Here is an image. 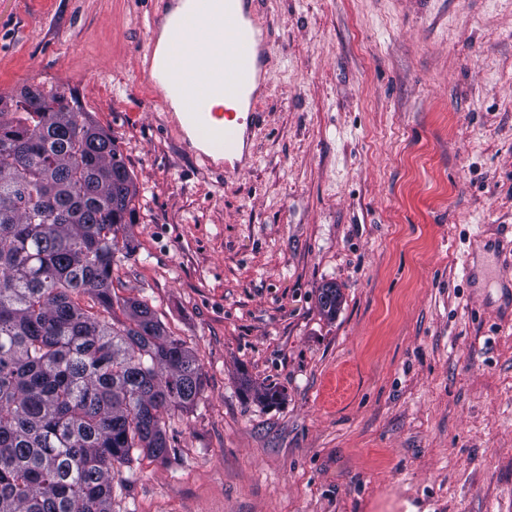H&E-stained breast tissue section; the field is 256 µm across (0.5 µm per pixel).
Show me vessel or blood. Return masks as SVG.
I'll list each match as a JSON object with an SVG mask.
<instances>
[{
    "instance_id": "1",
    "label": "vessel or blood",
    "mask_w": 512,
    "mask_h": 512,
    "mask_svg": "<svg viewBox=\"0 0 512 512\" xmlns=\"http://www.w3.org/2000/svg\"><path fill=\"white\" fill-rule=\"evenodd\" d=\"M253 0H186L169 30V54L156 62L147 52L143 69L153 83H165L184 99V122L210 155L238 151L243 130L260 114L250 109L261 60L271 54L268 30L251 9ZM224 100L227 112L216 111Z\"/></svg>"
}]
</instances>
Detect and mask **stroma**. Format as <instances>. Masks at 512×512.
I'll list each match as a JSON object with an SVG mask.
<instances>
[{"mask_svg":"<svg viewBox=\"0 0 512 512\" xmlns=\"http://www.w3.org/2000/svg\"><path fill=\"white\" fill-rule=\"evenodd\" d=\"M168 2L0 0V93L111 130L139 190L113 288L205 373L112 512H512V0H259L263 121L222 171L140 70Z\"/></svg>","mask_w":512,"mask_h":512,"instance_id":"obj_1","label":"stroma"}]
</instances>
